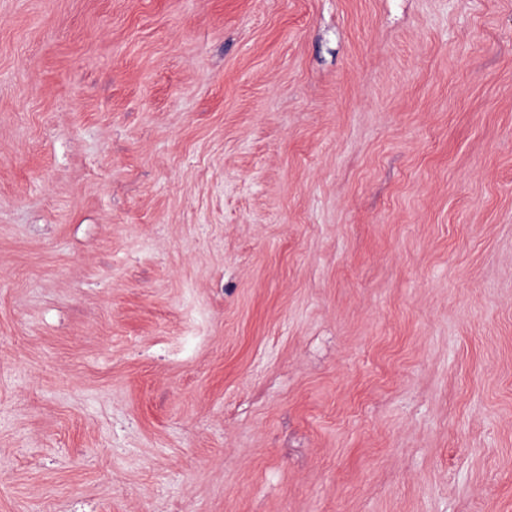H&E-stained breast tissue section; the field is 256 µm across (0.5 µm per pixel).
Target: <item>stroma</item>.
Wrapping results in <instances>:
<instances>
[{
    "label": "stroma",
    "mask_w": 512,
    "mask_h": 512,
    "mask_svg": "<svg viewBox=\"0 0 512 512\" xmlns=\"http://www.w3.org/2000/svg\"><path fill=\"white\" fill-rule=\"evenodd\" d=\"M0 512H512V0H0Z\"/></svg>",
    "instance_id": "obj_1"
}]
</instances>
